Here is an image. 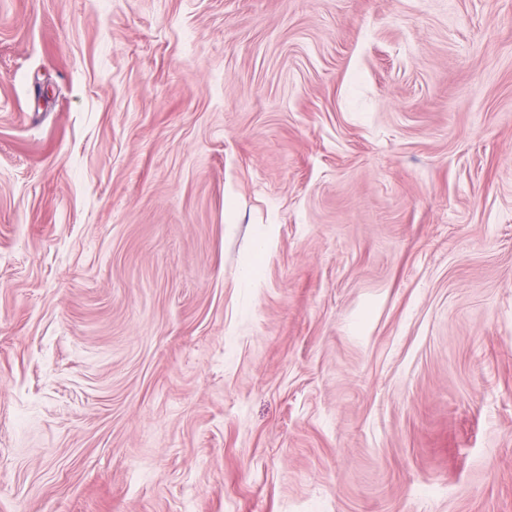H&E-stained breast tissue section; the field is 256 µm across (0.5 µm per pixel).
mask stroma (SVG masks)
<instances>
[{"mask_svg":"<svg viewBox=\"0 0 512 512\" xmlns=\"http://www.w3.org/2000/svg\"><path fill=\"white\" fill-rule=\"evenodd\" d=\"M0 512H512V0H0Z\"/></svg>","mask_w":512,"mask_h":512,"instance_id":"obj_1","label":"stroma"}]
</instances>
